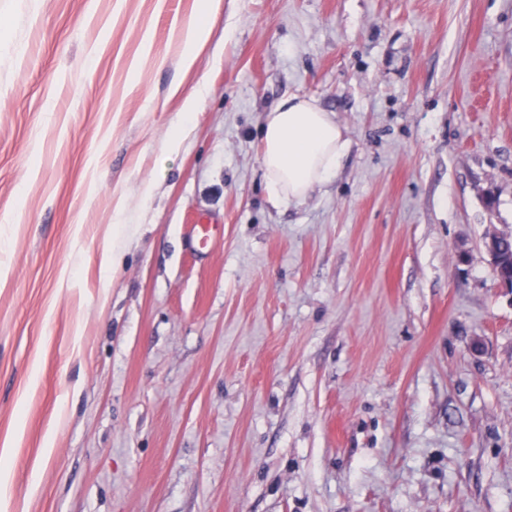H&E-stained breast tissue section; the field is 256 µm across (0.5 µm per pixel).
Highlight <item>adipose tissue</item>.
<instances>
[{"label": "adipose tissue", "instance_id": "obj_1", "mask_svg": "<svg viewBox=\"0 0 512 512\" xmlns=\"http://www.w3.org/2000/svg\"><path fill=\"white\" fill-rule=\"evenodd\" d=\"M219 0H200L196 18L182 37V61L193 67L207 45L209 22ZM348 141L331 113L311 97L291 96L267 113L262 133L261 162L274 201H299L327 183L346 154Z\"/></svg>", "mask_w": 512, "mask_h": 512}]
</instances>
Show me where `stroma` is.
Masks as SVG:
<instances>
[{"instance_id": "1", "label": "stroma", "mask_w": 512, "mask_h": 512, "mask_svg": "<svg viewBox=\"0 0 512 512\" xmlns=\"http://www.w3.org/2000/svg\"><path fill=\"white\" fill-rule=\"evenodd\" d=\"M197 10L0 0V512H512V0ZM294 95L350 146L277 206ZM199 1L198 15L188 23L182 37V61L187 69L194 66L209 42L212 26L208 20L217 12L219 6V0Z\"/></svg>"}]
</instances>
